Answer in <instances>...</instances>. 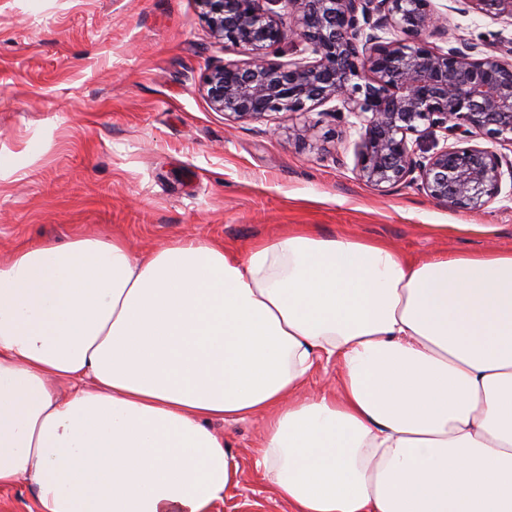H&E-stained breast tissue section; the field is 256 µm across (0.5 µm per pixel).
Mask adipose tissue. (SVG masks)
Wrapping results in <instances>:
<instances>
[{
  "label": "adipose tissue",
  "mask_w": 512,
  "mask_h": 512,
  "mask_svg": "<svg viewBox=\"0 0 512 512\" xmlns=\"http://www.w3.org/2000/svg\"><path fill=\"white\" fill-rule=\"evenodd\" d=\"M334 385L304 394L321 360ZM265 421L290 512H512V250L302 227L133 254L89 233L0 263V489L38 512H213ZM0 512H37L33 494L25 483L0 490Z\"/></svg>",
  "instance_id": "adipose-tissue-1"
}]
</instances>
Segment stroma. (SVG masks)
<instances>
[{
	"instance_id": "obj_1",
	"label": "stroma",
	"mask_w": 512,
	"mask_h": 512,
	"mask_svg": "<svg viewBox=\"0 0 512 512\" xmlns=\"http://www.w3.org/2000/svg\"><path fill=\"white\" fill-rule=\"evenodd\" d=\"M448 39L512 47V16L433 0ZM215 40L196 0H0V262L38 240L120 235L140 253L202 236L243 249L303 224L421 257L512 250V180L482 210L438 205L416 186L359 180L357 128L318 111L322 151L288 119L233 123L202 79L246 62ZM240 463L213 512H289L255 466L262 421L216 422Z\"/></svg>"
}]
</instances>
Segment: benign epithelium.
I'll return each instance as SVG.
<instances>
[{
    "instance_id": "7a95c632",
    "label": "benign epithelium",
    "mask_w": 512,
    "mask_h": 512,
    "mask_svg": "<svg viewBox=\"0 0 512 512\" xmlns=\"http://www.w3.org/2000/svg\"><path fill=\"white\" fill-rule=\"evenodd\" d=\"M461 2L512 15V0ZM197 3L213 37L249 56L203 79L210 106L228 120L258 121L271 112L301 118L336 100L333 114L360 121L356 172L371 186L411 183L440 205L477 210L500 193L504 175L512 179V160L474 143L486 137L512 145V59L478 58L467 45H428L439 21L432 0ZM285 13L294 19L288 30ZM389 29L404 38L380 35ZM288 34L310 56L270 59ZM437 131L454 143L422 147Z\"/></svg>"
}]
</instances>
